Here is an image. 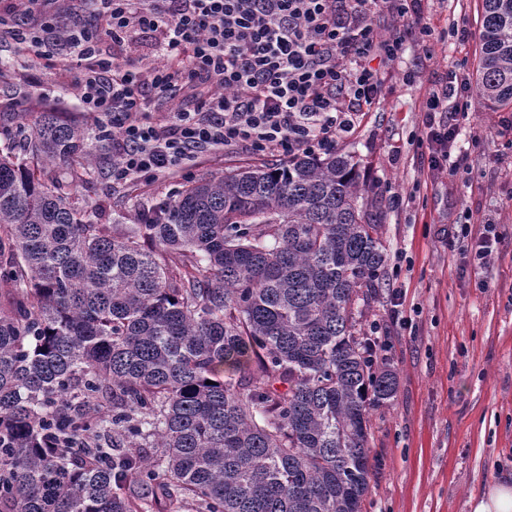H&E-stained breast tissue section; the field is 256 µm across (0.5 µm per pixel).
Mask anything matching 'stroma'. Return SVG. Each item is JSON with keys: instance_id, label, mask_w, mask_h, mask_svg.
<instances>
[{"instance_id": "obj_1", "label": "stroma", "mask_w": 512, "mask_h": 512, "mask_svg": "<svg viewBox=\"0 0 512 512\" xmlns=\"http://www.w3.org/2000/svg\"><path fill=\"white\" fill-rule=\"evenodd\" d=\"M441 33L432 51L406 38L385 69L380 100L360 113L337 149L359 161L378 188L368 195L387 253L385 285L363 319L391 340L397 378L391 401L371 414L373 471L362 512H470L490 481L512 476V109L475 107L451 154L457 176L431 174L422 107L448 70L475 80L480 0H422ZM467 21L466 42L449 36ZM32 88L0 84V142L16 113L32 111ZM101 175L91 183L56 175L100 224L137 223L142 210L183 185L165 176L113 185L112 145L91 141ZM492 222L498 258L482 271L462 252L468 223L479 237Z\"/></svg>"}]
</instances>
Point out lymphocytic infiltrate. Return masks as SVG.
<instances>
[{
    "label": "lymphocytic infiltrate",
    "instance_id": "obj_1",
    "mask_svg": "<svg viewBox=\"0 0 512 512\" xmlns=\"http://www.w3.org/2000/svg\"><path fill=\"white\" fill-rule=\"evenodd\" d=\"M104 29L59 0H0V39L75 64L83 112L112 140V181L173 175L221 146L288 160L321 155L378 100L406 35L429 46L421 0H87ZM407 23L378 36L376 17ZM147 51L133 55L139 36ZM111 51H104V41ZM456 106H449V98ZM166 110L165 119L153 114ZM471 110L466 81L429 93L431 172L456 174L448 145Z\"/></svg>",
    "mask_w": 512,
    "mask_h": 512
}]
</instances>
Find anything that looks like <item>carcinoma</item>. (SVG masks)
Returning <instances> with one entry per match:
<instances>
[{
	"label": "carcinoma",
	"mask_w": 512,
	"mask_h": 512,
	"mask_svg": "<svg viewBox=\"0 0 512 512\" xmlns=\"http://www.w3.org/2000/svg\"><path fill=\"white\" fill-rule=\"evenodd\" d=\"M481 6L477 96L512 108V0ZM89 135L46 109L0 147V512H361L396 378L356 330L386 262L359 163L232 169L121 228L51 177L99 173Z\"/></svg>",
	"instance_id": "obj_1"
}]
</instances>
